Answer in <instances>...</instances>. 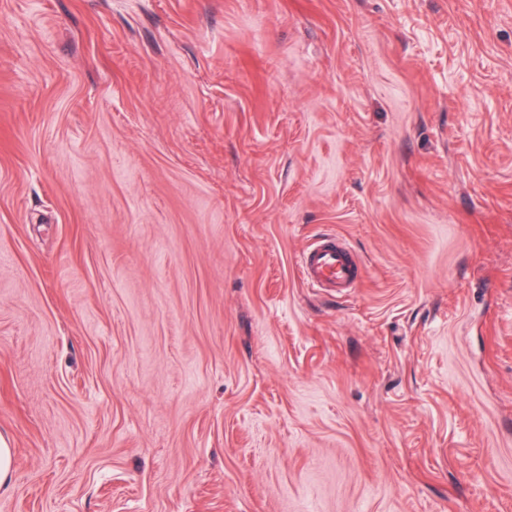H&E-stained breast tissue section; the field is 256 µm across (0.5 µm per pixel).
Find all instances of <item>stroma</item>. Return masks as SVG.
I'll return each mask as SVG.
<instances>
[{
  "label": "stroma",
  "instance_id": "1",
  "mask_svg": "<svg viewBox=\"0 0 512 512\" xmlns=\"http://www.w3.org/2000/svg\"><path fill=\"white\" fill-rule=\"evenodd\" d=\"M0 434V512H512V0H0ZM301 279L309 288L346 295L358 288L363 275L353 251L334 235H322L303 249L298 259Z\"/></svg>",
  "mask_w": 512,
  "mask_h": 512
}]
</instances>
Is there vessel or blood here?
Wrapping results in <instances>:
<instances>
[{"mask_svg": "<svg viewBox=\"0 0 512 512\" xmlns=\"http://www.w3.org/2000/svg\"><path fill=\"white\" fill-rule=\"evenodd\" d=\"M298 269L305 284L344 295L359 287L363 275L353 251L332 235H322L303 249Z\"/></svg>", "mask_w": 512, "mask_h": 512, "instance_id": "obj_1", "label": "vessel or blood"}]
</instances>
